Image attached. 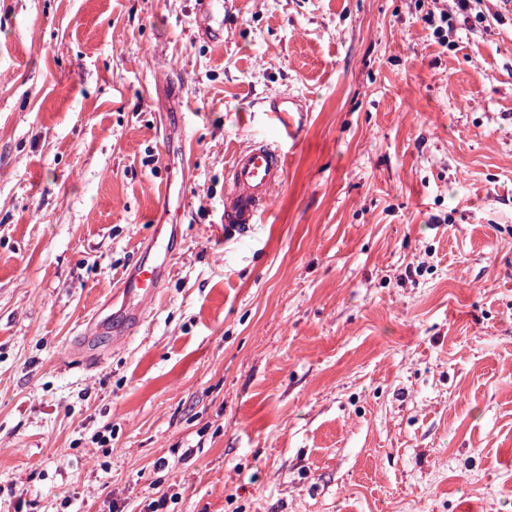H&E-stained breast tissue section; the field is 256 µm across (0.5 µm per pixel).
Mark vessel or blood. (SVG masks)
Masks as SVG:
<instances>
[{"label": "vessel or blood", "instance_id": "1", "mask_svg": "<svg viewBox=\"0 0 512 512\" xmlns=\"http://www.w3.org/2000/svg\"><path fill=\"white\" fill-rule=\"evenodd\" d=\"M288 159L278 146L256 142L240 151L233 162L224 194V224L235 229L249 228L266 208L273 190L287 174ZM163 268L149 261L137 264L122 286L127 298H137L136 307L126 309L124 318L140 321L153 303Z\"/></svg>", "mask_w": 512, "mask_h": 512}]
</instances>
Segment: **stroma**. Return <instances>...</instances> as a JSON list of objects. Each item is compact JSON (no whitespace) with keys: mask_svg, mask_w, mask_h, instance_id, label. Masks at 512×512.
<instances>
[{"mask_svg":"<svg viewBox=\"0 0 512 512\" xmlns=\"http://www.w3.org/2000/svg\"><path fill=\"white\" fill-rule=\"evenodd\" d=\"M198 3L0 0V512H512V11ZM262 140L286 179L225 233ZM455 8V13H453L452 9H442L440 11L439 17L436 18L435 14L430 12L427 14L425 20L432 26H435V32L440 34L444 31V27L448 28L451 25V21L453 19L459 18V16L463 17V24L466 25L471 21L472 14L475 12V18L480 21V23L487 22L489 24L488 16H486L481 9L482 3L484 0H452ZM490 25V24H489ZM294 105L295 103L292 98L288 97V95L280 94L279 106L271 110V112H276L275 119L284 129L287 138H293L297 133V129H294L295 126L291 119V112H303L295 108ZM288 159L282 149L256 142L240 151L233 162L224 193V224L235 229L255 224L266 208L273 190L287 174ZM163 273L162 265L147 260L137 264L122 286L125 298L135 297L136 307L123 310L126 321L139 322L145 316L147 308L153 303Z\"/></svg>","mask_w":512,"mask_h":512,"instance_id":"stroma-1","label":"stroma"}]
</instances>
